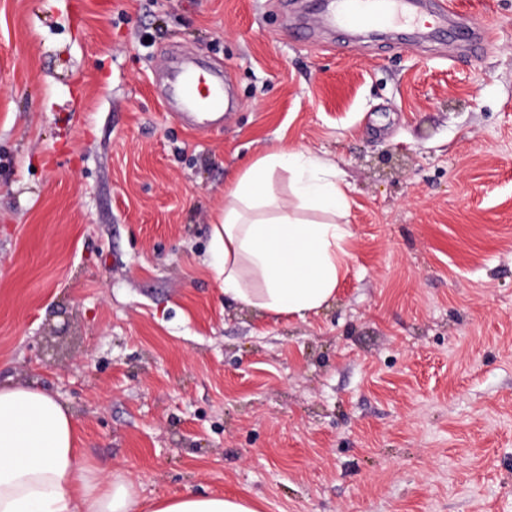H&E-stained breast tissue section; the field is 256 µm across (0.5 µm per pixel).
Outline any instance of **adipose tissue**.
Segmentation results:
<instances>
[{"label":"adipose tissue","instance_id":"ef3b65f1","mask_svg":"<svg viewBox=\"0 0 512 512\" xmlns=\"http://www.w3.org/2000/svg\"><path fill=\"white\" fill-rule=\"evenodd\" d=\"M287 172L289 196L274 189ZM350 186L334 163L278 147L224 187L213 269L233 302L305 318L335 300L347 270ZM317 220L299 218V211ZM0 512H260L255 500L188 491L142 500L128 472L89 464L74 415L28 383L0 384Z\"/></svg>","mask_w":512,"mask_h":512}]
</instances>
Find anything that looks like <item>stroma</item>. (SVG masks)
<instances>
[{
    "label": "stroma",
    "mask_w": 512,
    "mask_h": 512,
    "mask_svg": "<svg viewBox=\"0 0 512 512\" xmlns=\"http://www.w3.org/2000/svg\"><path fill=\"white\" fill-rule=\"evenodd\" d=\"M453 2L490 47L319 0H0V382L145 500L512 512V0ZM188 63L222 125L166 100ZM277 145L351 187L349 270L303 321L211 267L225 182ZM453 15L466 27L474 42L490 43L492 41L493 28L483 17L469 16L465 18L460 15Z\"/></svg>",
    "instance_id": "35a3bbf8"
}]
</instances>
